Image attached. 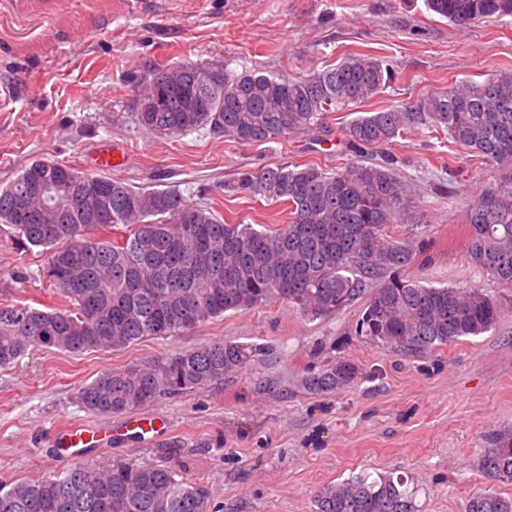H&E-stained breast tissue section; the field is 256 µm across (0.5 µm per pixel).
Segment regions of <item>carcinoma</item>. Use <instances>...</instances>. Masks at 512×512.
<instances>
[{"label": "carcinoma", "instance_id": "1", "mask_svg": "<svg viewBox=\"0 0 512 512\" xmlns=\"http://www.w3.org/2000/svg\"><path fill=\"white\" fill-rule=\"evenodd\" d=\"M429 11L458 28L512 16V0H425ZM202 70L218 76L199 82ZM395 79L383 57L352 52L334 67L288 77L216 63L155 69L139 90L161 89L171 100L160 112L135 102L139 127L157 138L207 127L240 144L268 143L311 131L330 112L359 105ZM205 97L208 112H184L183 95ZM445 130L448 139L498 174L465 211L469 266L512 290V72L464 80L412 105L363 112L342 128L343 162L329 173L315 163L264 165L239 172L231 191L287 206L283 224H230L209 204L188 202L176 189L135 188L98 176L108 190L96 207L74 168L35 160L0 188V223L22 243L48 253L47 276L61 304L0 307V367L26 352L122 351L146 338L171 336L229 311L288 302L308 319L335 316L365 299L353 336L364 342L426 353L462 337L480 336L512 312V295L480 288L422 284L416 257L429 264L428 244L408 236L415 223L400 158L384 149L417 128ZM37 183L58 187L54 205L19 210ZM114 237H109V234ZM252 345L230 340L176 352L159 365L105 371L78 392L98 415H118L165 395L204 391L246 367ZM361 368L339 357L298 381L325 394L357 381ZM74 464L57 475L0 485V512H210L212 492L180 471L150 462L116 463L88 475ZM481 469L512 482V433L484 449ZM314 512H416L407 480L367 475L328 485ZM466 512H512V498L470 497Z\"/></svg>", "mask_w": 512, "mask_h": 512}]
</instances>
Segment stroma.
Returning <instances> with one entry per match:
<instances>
[{"label": "stroma", "instance_id": "stroma-1", "mask_svg": "<svg viewBox=\"0 0 512 512\" xmlns=\"http://www.w3.org/2000/svg\"><path fill=\"white\" fill-rule=\"evenodd\" d=\"M36 11L0 0V187L37 159L92 173L109 145L124 163L109 177L135 187L175 188L192 203H213L226 222L281 224L282 204L226 193L244 169L314 162L331 170L350 114H328L316 129L266 144H240L200 129L157 139L134 118L137 77L155 67L218 62L231 73L302 75L348 53L389 60L396 79L361 111L411 105L454 83L512 70V16L459 29L424 0H39ZM393 153L417 186L423 217L411 236L439 255L419 275L433 286L499 288L474 272L461 235L467 206L493 186L491 166L461 161L450 175L448 140L419 128ZM42 248L21 247L0 224V306L55 305ZM358 307L322 320L274 303L202 322L175 336L123 351L28 352L0 368V482L65 469L53 445L56 427L85 422L109 429L87 453L100 467L150 461L181 470L213 492L214 512H311L314 494L358 474L403 475L419 512H465L490 490L512 497V483L486 478L484 448L512 426V313L489 332L428 354L402 353L351 339ZM218 339L260 346L246 369L209 389L166 396L139 408L156 428L131 434L129 414L80 408L79 389L100 373L152 365ZM346 357L363 369L357 383L326 396L296 383L308 369Z\"/></svg>", "mask_w": 512, "mask_h": 512}]
</instances>
